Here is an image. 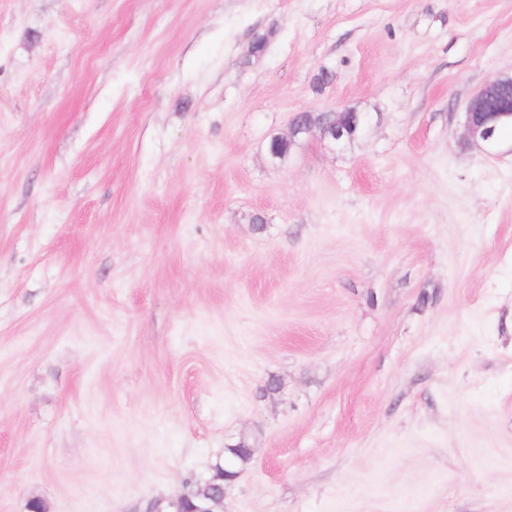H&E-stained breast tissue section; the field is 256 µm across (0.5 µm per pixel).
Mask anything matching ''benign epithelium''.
Segmentation results:
<instances>
[{"instance_id":"benign-epithelium-1","label":"benign epithelium","mask_w":512,"mask_h":512,"mask_svg":"<svg viewBox=\"0 0 512 512\" xmlns=\"http://www.w3.org/2000/svg\"><path fill=\"white\" fill-rule=\"evenodd\" d=\"M345 112L347 108L338 107L332 112L325 113V123L319 127L305 128L293 121L290 125V135L303 132L309 136L316 132L327 146H340L341 137L344 135L342 119ZM463 126L469 141L489 153L498 148L500 138L496 135L497 129L512 127V74L496 76L486 82L463 112ZM225 491L226 487H217L208 504L190 511L184 510L181 495L169 500L168 508L171 512H223Z\"/></svg>"}]
</instances>
